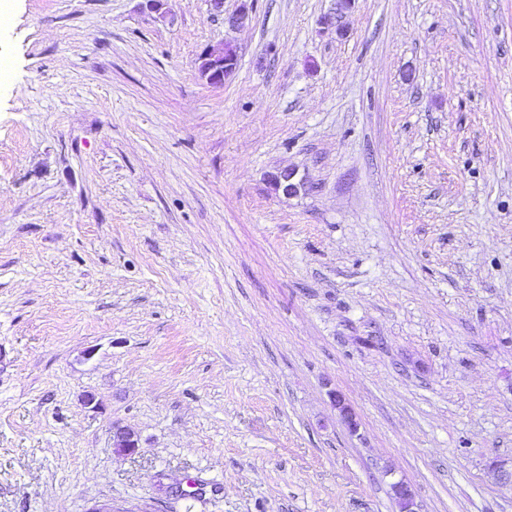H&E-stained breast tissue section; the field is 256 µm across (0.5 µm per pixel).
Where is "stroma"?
<instances>
[{
    "label": "stroma",
    "mask_w": 512,
    "mask_h": 512,
    "mask_svg": "<svg viewBox=\"0 0 512 512\" xmlns=\"http://www.w3.org/2000/svg\"><path fill=\"white\" fill-rule=\"evenodd\" d=\"M334 8L0 0V512H512V0ZM297 173L292 169H281L271 175V182L276 190H281L284 195L296 194L299 188L304 186L303 180L296 179Z\"/></svg>",
    "instance_id": "1"
}]
</instances>
